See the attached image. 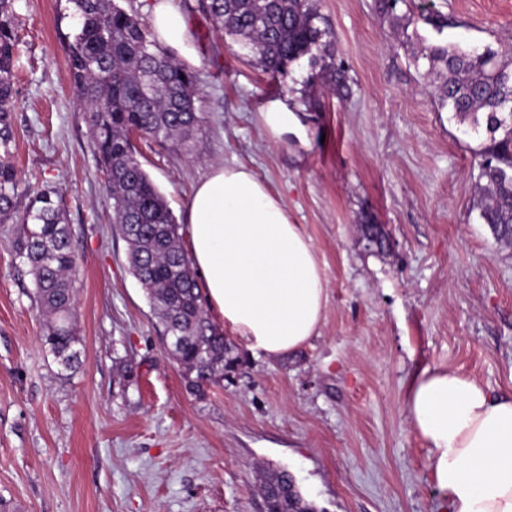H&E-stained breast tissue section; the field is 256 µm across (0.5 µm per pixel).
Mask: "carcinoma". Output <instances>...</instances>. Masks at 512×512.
<instances>
[{
	"label": "carcinoma",
	"mask_w": 512,
	"mask_h": 512,
	"mask_svg": "<svg viewBox=\"0 0 512 512\" xmlns=\"http://www.w3.org/2000/svg\"><path fill=\"white\" fill-rule=\"evenodd\" d=\"M15 0H0V223L25 225L15 254L34 277L46 316L43 344L69 369L81 360L71 273L75 254L61 198L49 185L20 189L11 163L16 107ZM79 24L67 53L73 85L88 112L91 143L105 168L114 222L128 244L131 273L146 290L188 389L202 395L240 365L235 346L204 306L179 224L137 158L134 138L180 146L199 128L196 76L157 47L142 19L115 0H69ZM215 28L257 56L273 76L304 56H333V36L316 25L313 0H199ZM445 73L438 105L473 130L505 131L480 162V218L512 224V50L465 49L448 42L424 54ZM26 204H21L22 200ZM261 489L272 512H313L288 471L268 470Z\"/></svg>",
	"instance_id": "cac0c4a2"
}]
</instances>
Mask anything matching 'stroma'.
Masks as SVG:
<instances>
[{"mask_svg":"<svg viewBox=\"0 0 512 512\" xmlns=\"http://www.w3.org/2000/svg\"><path fill=\"white\" fill-rule=\"evenodd\" d=\"M201 92L191 149L138 142V159L184 220L213 164L242 163L280 194L319 253V336L269 358L237 344L239 372L198 396L162 344L113 224L107 177L72 87L70 0H17L12 162L62 194L83 353L64 369L41 344L33 277L0 223V512H262L257 471H289L316 512H448L405 406L411 377L450 369L512 392V243L480 219L486 130L439 107L438 41L512 46V0H315L335 34L327 70L265 74L189 0ZM446 14L436 33L423 9ZM279 104L302 134L273 139ZM380 227L373 242L370 227Z\"/></svg>","mask_w":512,"mask_h":512,"instance_id":"stroma-1","label":"stroma"}]
</instances>
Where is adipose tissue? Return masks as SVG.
Segmentation results:
<instances>
[{
    "mask_svg": "<svg viewBox=\"0 0 512 512\" xmlns=\"http://www.w3.org/2000/svg\"><path fill=\"white\" fill-rule=\"evenodd\" d=\"M144 10L158 41L187 44V20L170 0H145ZM186 220L208 304L229 333L268 357L318 335L327 280L317 250L249 167L211 166ZM405 405L450 512H512V394L428 367L409 381Z\"/></svg>",
    "mask_w": 512,
    "mask_h": 512,
    "instance_id": "ef3b65f1",
    "label": "adipose tissue"
}]
</instances>
